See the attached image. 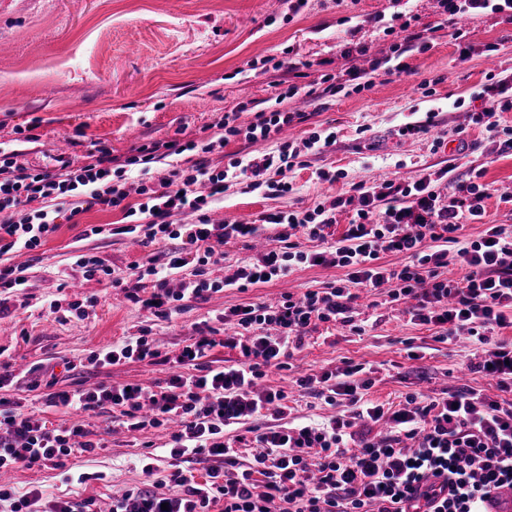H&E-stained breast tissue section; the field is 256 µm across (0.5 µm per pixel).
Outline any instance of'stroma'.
Here are the masks:
<instances>
[{
	"instance_id": "35a3bbf8",
	"label": "stroma",
	"mask_w": 512,
	"mask_h": 512,
	"mask_svg": "<svg viewBox=\"0 0 512 512\" xmlns=\"http://www.w3.org/2000/svg\"><path fill=\"white\" fill-rule=\"evenodd\" d=\"M404 14L412 17L414 31L435 28L439 0H307L295 15L288 0H0V143L18 150V163L51 170L62 159L80 162L94 142L123 158L150 142L202 138L205 126L233 110L245 125L254 113L239 112L240 104L273 110L288 85L306 87L322 72L340 75L389 55L393 38L385 30L399 27ZM462 24L473 47L467 61H459L447 30L435 28L431 47L407 57V71L380 74L369 90L327 98L320 112L307 96L290 99L289 110L311 115L290 129V137L328 130L335 142L285 173L292 187L286 197L246 193L226 182L223 205L212 219L255 224L267 212L313 208L359 181L411 183L443 168L464 179L480 169L485 182L512 188V151L502 150L493 133L464 126L467 113L483 106L486 73H512V24L488 10ZM489 43L500 44L497 57L482 55ZM288 47L294 68H273ZM425 80L433 82V96L418 92ZM429 111L436 118L428 133L399 136L401 127ZM460 126L465 132L458 138L454 131ZM19 128L31 129L33 141L17 140ZM323 171L339 172V181L322 182ZM123 222L121 210L94 209L79 223H61L37 250L15 254V263L27 267V286L8 298L0 315V360L10 363L13 373L34 364L49 370L65 357L75 369L61 374L62 389L160 383L169 374L167 366L93 367L88 357L142 328L151 329L161 352H170L191 335L194 324L205 321L222 329L219 317L226 307L257 298L273 303L285 293L345 275L338 267L306 265L245 293L227 289L186 302L178 318L165 322L115 288L86 278L73 264L74 255L86 252L120 271L142 261L147 248L113 233ZM89 224L103 226V234L83 238ZM74 301L81 305L76 313L67 309ZM55 302L62 312L52 311ZM358 311L366 322L363 335L319 326L290 358L293 372L316 373L348 361L370 365L373 384L367 397L380 404H402L415 391L439 398L464 386L501 398L476 370L482 356L477 346L436 341L411 321L402 304H362ZM85 424L104 439L103 448L70 458L63 469L10 471L9 484L20 493L38 487L53 496H90L96 512H110L113 490L146 482L145 463H152L155 478L170 473V459L161 450L169 428L136 440L113 425L108 410L87 416ZM70 470L101 472L105 478L70 485Z\"/></svg>"
}]
</instances>
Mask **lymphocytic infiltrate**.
<instances>
[{"label":"lymphocytic infiltrate","instance_id":"obj_1","mask_svg":"<svg viewBox=\"0 0 512 512\" xmlns=\"http://www.w3.org/2000/svg\"><path fill=\"white\" fill-rule=\"evenodd\" d=\"M382 65L372 60L341 79L321 74L323 92L369 89ZM299 93L298 85H288L278 96L281 108L257 111L248 125L228 112L205 139L144 144L122 160L97 144L82 163L65 160L43 170L18 164L16 152L0 148L1 290L20 291L27 283L23 267L8 263L7 255L41 247L60 221L75 223L95 208L121 209L126 223L117 234L142 246L164 243L168 250L122 275L90 253L76 255V266L164 321L182 311L185 299L205 300L229 288L245 292L297 266L346 271L339 284L288 293L274 304L258 300L225 309L231 331L224 337L200 323L181 347L164 354L143 328L88 357L94 366L167 365L169 377L160 389L101 383L47 394L50 407L111 409L114 423L131 434L178 423L167 444L175 463L169 480L178 494L162 493L155 483L129 488L113 498L112 512H481L491 489L512 487L511 400L490 401L466 388L442 399L411 394L405 404L386 407L366 400L370 383L361 377L363 367L350 364L296 378L299 391L343 411L320 424H292L284 420L287 393L259 388L270 370L286 368L319 325L338 323L363 333L356 301L361 292L384 287L390 302L407 304L412 321L434 331L437 340L465 339L481 347L487 357L479 372L512 392V343L499 337L512 327V225H489L471 242L462 238L467 222L483 219L493 192L480 172L465 180L441 169L412 183L360 181L347 196L306 211L269 212L257 225L212 222L227 178L245 191L279 198L290 191L282 174L332 144V136L316 131L298 141L281 139L285 128L307 119L283 106ZM482 94L485 105L468 113L469 124L501 131L503 148L512 150V128L499 129L495 119L512 110V80L487 73ZM271 139L278 142L275 151L231 156L221 170L209 162V154L230 141ZM172 155L179 164L153 171V164ZM340 209L351 218L333 240L329 231ZM182 214L193 215L194 223H178ZM264 223L274 230L278 248L225 263L224 245L260 236ZM300 233L321 242V249H302ZM386 253L403 255V263L380 264ZM453 264L459 274H449ZM214 266L223 267V278L211 277ZM187 267L191 278L171 287L172 275ZM219 346L237 351V359L212 364L209 357ZM362 422L385 423L387 431L369 437L356 430ZM103 445L83 425H47L19 400L0 411V471L47 463L61 468L75 453ZM193 460L205 463L204 479L186 470ZM1 504L7 512H93L94 501L51 498L39 488L19 495L0 485Z\"/></svg>","mask_w":512,"mask_h":512}]
</instances>
